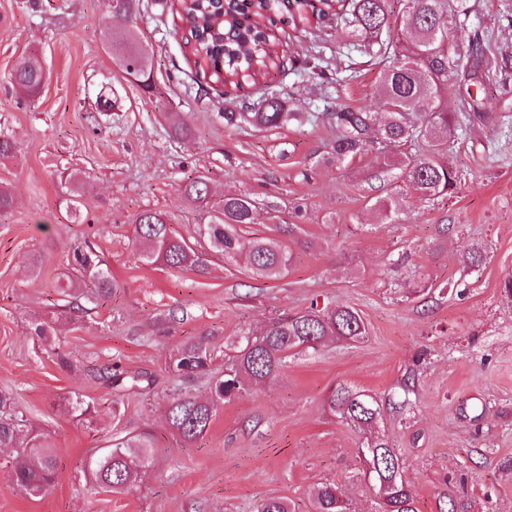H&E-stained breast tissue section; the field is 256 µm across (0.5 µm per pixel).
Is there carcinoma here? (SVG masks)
<instances>
[{
  "instance_id": "obj_1",
  "label": "carcinoma",
  "mask_w": 512,
  "mask_h": 512,
  "mask_svg": "<svg viewBox=\"0 0 512 512\" xmlns=\"http://www.w3.org/2000/svg\"><path fill=\"white\" fill-rule=\"evenodd\" d=\"M391 0H344L347 36L364 43V52L389 49V63L379 74L377 94L387 111V121L376 123L373 112L337 105L325 108L322 119L335 131L330 159L343 164L374 147L380 162L373 177L379 181L381 194L375 197L383 220H399L395 200L397 186L419 200L455 192L456 171L442 155L448 136L470 121L472 115L448 111V77L475 62L473 79L481 83L500 79L502 85L512 77V61L485 55L479 33L456 45L453 52L443 49L448 41V19L453 17L463 27L472 7L469 0H409L402 15L391 18ZM298 10L311 8V15L322 19L334 10L333 0H321L316 8L311 0H295ZM141 0H126L123 25L110 27V41L119 49L121 66L139 86L152 88L148 57L137 34L127 21L140 13ZM274 0H232L219 12L215 0H181L179 17L188 31L186 45L195 67L216 83L242 88L241 80L253 81L269 70L280 67L271 15ZM44 68L32 57L22 58L11 73V86L24 97H33L43 88ZM116 104L112 87L100 89L95 99L102 121L112 119ZM288 101L270 95L258 102H244L238 112H224V123H246L259 129H275L298 120L299 112L287 111ZM431 143V151L412 156L400 148L418 139ZM187 201L211 213L205 224L197 225L194 242L172 230L169 218L152 210L135 219L134 234L143 262L176 271L205 274L215 258L245 272L265 279H279L293 261V253L283 238H295L294 224L276 225L274 237L256 238L248 247L241 243L242 228L254 223L255 201L244 193H226L212 201L208 179L196 176L183 188ZM67 285L62 294L81 293L97 302H109L117 283L103 267L99 252L90 244L73 249ZM366 335L360 315L345 306L311 307L303 314L283 312L272 317L261 329L247 331L232 342L235 355L224 367V375L213 380L211 396L201 400L189 393L177 394L168 401L164 416L180 442L190 445L208 431L218 407L247 391L251 382L273 380L288 361L302 351H315L326 338L358 341ZM213 362L211 350L187 342L170 358V371L181 377L208 374ZM99 377L112 387L135 390L152 386L142 375H132L114 362L100 369ZM329 409L355 428L366 432L377 422L381 409L376 398L347 386L335 388ZM154 440L147 436L118 437L107 451L91 464L95 487L108 493H124L133 488L140 470L150 459ZM0 448H12L15 455L7 461L13 483L29 495L42 493L57 475L56 455L44 434L38 432L15 407L11 394L0 391ZM363 462V476L373 487L380 512H420L412 488L403 479L402 455L390 441L369 437L358 449ZM314 512H347L348 503L342 487L325 482L312 492ZM258 512H291L288 499L262 500Z\"/></svg>"
}]
</instances>
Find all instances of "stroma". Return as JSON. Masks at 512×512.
Returning a JSON list of instances; mask_svg holds the SVG:
<instances>
[{"label":"stroma","instance_id":"35a3bbf8","mask_svg":"<svg viewBox=\"0 0 512 512\" xmlns=\"http://www.w3.org/2000/svg\"><path fill=\"white\" fill-rule=\"evenodd\" d=\"M471 3L469 24L488 54L512 55V28L499 24L512 0ZM109 15L108 0H0V130L17 142L13 157L0 161V182L15 197L0 213V390L13 394L57 454L56 481L36 497L0 467V512H256L268 497L311 512L309 493L326 481L345 489L348 512H376L374 491L358 478L362 435L327 404L342 384L381 400L377 429L402 454L421 512H437L448 496L467 512H512V299L503 292L512 277V94L492 80L452 75L450 104L470 95L479 112L448 147L461 183L423 201L400 194V220L389 224L371 207L376 151L338 166L326 161L327 125H225L219 114L230 99L197 76L173 0H144L134 21L151 60L154 90L146 92L113 58ZM274 19L282 64L244 87L247 99L276 94L293 112L336 103L383 113L376 87L384 63L361 53L335 17L323 23L332 35L326 43L307 35L287 0ZM317 51L353 78L322 83L292 70L293 60ZM27 56L50 79L21 102L8 79ZM105 83L119 110L98 127L90 105ZM182 116L192 129L185 139L172 132ZM199 175L214 197L256 199L244 239L299 225L284 277L220 265L203 277L142 262L137 214L166 213L185 236L207 222L182 194ZM85 241L119 288L110 302L73 312L60 286L71 249ZM478 245L483 263L463 267L461 256ZM35 253L42 266L33 274ZM330 304L357 311L366 338L289 358L277 378L220 406L193 445L167 429L162 410L173 392L209 394L205 381L169 371L181 345L215 349L220 370L236 336L277 313ZM38 319L54 325V342L33 335ZM61 353L70 366L59 364ZM115 361L152 376V388L120 392L94 378ZM404 396L410 404L402 409ZM78 399L91 413L76 414ZM141 432L155 450L135 487L93 489L89 463L112 438Z\"/></svg>","mask_w":512,"mask_h":512}]
</instances>
